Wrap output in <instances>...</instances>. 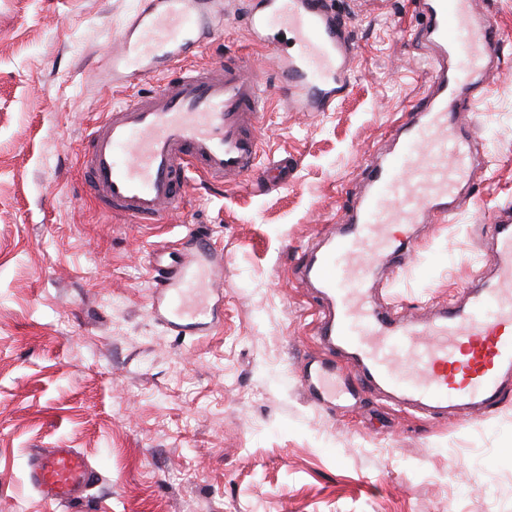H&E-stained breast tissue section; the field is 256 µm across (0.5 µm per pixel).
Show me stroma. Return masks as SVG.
Returning a JSON list of instances; mask_svg holds the SVG:
<instances>
[{
  "label": "stroma",
  "mask_w": 512,
  "mask_h": 512,
  "mask_svg": "<svg viewBox=\"0 0 512 512\" xmlns=\"http://www.w3.org/2000/svg\"><path fill=\"white\" fill-rule=\"evenodd\" d=\"M357 46L330 112L271 97L260 160L287 184L188 189L166 227L106 222L76 175L88 128L113 102L112 50L140 0H0V512H512V384L466 418L398 409L364 390L315 337L321 303L304 251L339 223L429 93L410 0H335ZM504 36L464 122L484 159L466 208L430 224L376 301L422 315L486 274L491 216L512 206V0H478ZM265 51L234 22L192 58ZM207 227L224 251L220 323L180 336L149 303L157 248ZM348 393L323 408L304 368ZM35 448H75L99 480L72 508L27 481Z\"/></svg>",
  "instance_id": "obj_1"
}]
</instances>
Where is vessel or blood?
<instances>
[{
	"label": "vessel or blood",
	"instance_id": "obj_1",
	"mask_svg": "<svg viewBox=\"0 0 512 512\" xmlns=\"http://www.w3.org/2000/svg\"><path fill=\"white\" fill-rule=\"evenodd\" d=\"M418 12L431 92L402 114L390 149L367 166L365 192L298 276L327 301L316 326L320 344L346 354L365 387L408 410L465 416L498 403L512 380V208L494 213L483 244L491 275L467 288L462 302L427 318L395 319L376 305L374 284L379 269L410 255L420 225L442 223L465 196L480 160L459 114L503 37L474 0H419ZM240 18L267 51L272 84L252 77L242 58L185 66L224 24L214 0H143L127 21L112 84L145 89L88 129L79 160L86 195L104 217L165 224L196 183L287 182V158L257 166L270 88L293 112H329L349 94L355 46L333 0H245ZM223 285V252L192 230L178 260L152 264L151 308L178 335L204 336L219 321ZM300 381L317 393L318 406L335 402L326 374L306 369ZM27 477L57 505L82 499L98 480L72 448L35 450Z\"/></svg>",
	"mask_w": 512,
	"mask_h": 512
}]
</instances>
